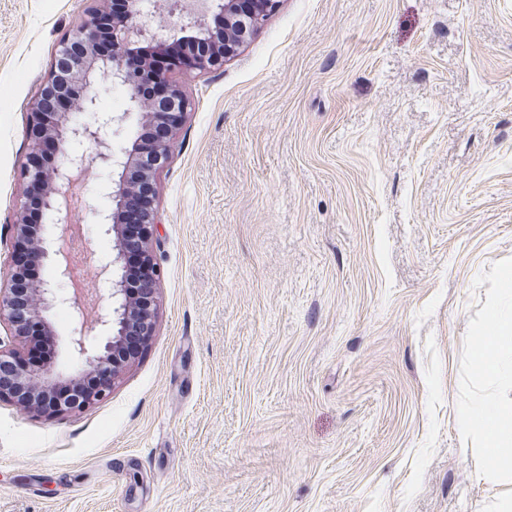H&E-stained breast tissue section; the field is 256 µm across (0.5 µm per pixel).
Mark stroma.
Listing matches in <instances>:
<instances>
[{"mask_svg": "<svg viewBox=\"0 0 512 512\" xmlns=\"http://www.w3.org/2000/svg\"><path fill=\"white\" fill-rule=\"evenodd\" d=\"M106 0H0V278L30 104ZM157 176L153 335L108 397L0 401V512H492L459 432L512 275V0H281ZM120 171L90 168L81 285L108 298Z\"/></svg>", "mask_w": 512, "mask_h": 512, "instance_id": "obj_1", "label": "stroma"}]
</instances>
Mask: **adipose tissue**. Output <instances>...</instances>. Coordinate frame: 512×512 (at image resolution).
<instances>
[{"instance_id": "ef3b65f1", "label": "adipose tissue", "mask_w": 512, "mask_h": 512, "mask_svg": "<svg viewBox=\"0 0 512 512\" xmlns=\"http://www.w3.org/2000/svg\"><path fill=\"white\" fill-rule=\"evenodd\" d=\"M470 366L484 382L512 384V289H500L490 306L489 316L470 357ZM463 438L489 448L484 470L512 472V409L490 398L465 406L460 423Z\"/></svg>"}]
</instances>
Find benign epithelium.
Wrapping results in <instances>:
<instances>
[{"label": "benign epithelium", "mask_w": 512, "mask_h": 512, "mask_svg": "<svg viewBox=\"0 0 512 512\" xmlns=\"http://www.w3.org/2000/svg\"><path fill=\"white\" fill-rule=\"evenodd\" d=\"M123 2L121 12L112 15L109 32L102 31V14L95 12L60 41L54 66L31 108L28 148L19 169L22 189L13 224L10 275L7 284L0 285V322H7L13 342L24 339L32 322L41 323L52 336L49 313L58 303L67 306L76 314L68 343L79 363L69 372L59 370L53 361L35 367L15 349L0 344V400L10 399L24 411L47 417L81 411L109 395L115 380L138 356L125 348L126 338L137 336L145 345L153 335L158 269L151 242L159 220L153 202L147 201L141 241L145 287L134 294L125 275H119L109 289L112 303L97 306L96 318L89 323L84 309L90 302L81 288L62 295L45 278L32 285L23 282L20 254L32 245L46 254L44 226L28 223L29 210L35 207L42 216L55 220L57 276L71 282V263L64 243L74 233L69 213L77 196V177L92 164L122 169L126 180L112 193L115 208L103 215L100 223L113 239L112 264L124 269L122 205L147 187L155 189L156 175L168 160L175 131L187 113L188 102L168 81L167 72L180 70L195 77L223 65L262 27L280 0H211L212 11L224 15V38L209 41L207 21L201 16L194 27L203 30L199 38L202 49L186 56H169L159 67L137 63L127 48L149 34L163 52L185 37L172 28H153L154 13L148 0ZM98 76L109 78L110 85L122 89L129 105L126 111L119 115L96 113L91 88ZM84 114L93 119H76ZM134 114L140 117L141 125L160 124L164 129L152 146L156 164L147 170L138 169L129 155L116 153L106 137L107 130L123 127ZM76 143L95 146L94 156L75 150Z\"/></svg>", "instance_id": "1"}]
</instances>
